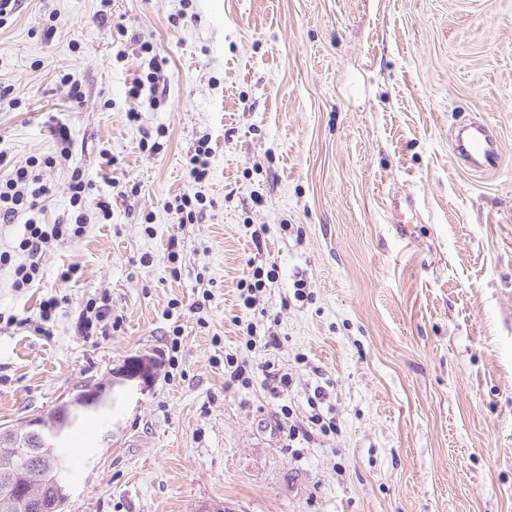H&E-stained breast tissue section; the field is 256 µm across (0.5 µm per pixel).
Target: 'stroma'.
Returning a JSON list of instances; mask_svg holds the SVG:
<instances>
[{"label": "stroma", "mask_w": 512, "mask_h": 512, "mask_svg": "<svg viewBox=\"0 0 512 512\" xmlns=\"http://www.w3.org/2000/svg\"><path fill=\"white\" fill-rule=\"evenodd\" d=\"M99 10L23 0L0 27V178L59 155L62 129L89 174L109 151L134 190L107 223L50 242L33 287L0 266V314L22 319L0 323V425L157 361L93 424L68 512H512V0ZM121 25L155 45L165 79L136 123ZM467 119L497 135V171L455 159ZM146 131L159 153L139 149ZM204 136L207 204L182 224L166 204ZM257 268L250 310L238 284ZM105 291L113 325L80 335ZM249 325L277 346L249 347ZM229 359L249 365L230 387ZM270 372L289 385L271 389ZM313 416L335 429L289 441Z\"/></svg>", "instance_id": "1"}]
</instances>
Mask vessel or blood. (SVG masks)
<instances>
[{
  "label": "vessel or blood",
  "mask_w": 512,
  "mask_h": 512,
  "mask_svg": "<svg viewBox=\"0 0 512 512\" xmlns=\"http://www.w3.org/2000/svg\"><path fill=\"white\" fill-rule=\"evenodd\" d=\"M452 148L463 167L471 173H491L502 161L500 143L483 121L471 120L458 126L452 136Z\"/></svg>",
  "instance_id": "vessel-or-blood-1"
}]
</instances>
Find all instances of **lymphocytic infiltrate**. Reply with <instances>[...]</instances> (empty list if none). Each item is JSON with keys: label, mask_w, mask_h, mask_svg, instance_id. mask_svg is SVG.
<instances>
[{"label": "lymphocytic infiltrate", "mask_w": 512, "mask_h": 512, "mask_svg": "<svg viewBox=\"0 0 512 512\" xmlns=\"http://www.w3.org/2000/svg\"><path fill=\"white\" fill-rule=\"evenodd\" d=\"M137 54L141 60V71L127 90V96L132 100L133 106L128 109L126 118L133 123L138 122L140 118L135 106L136 101L145 97L149 102H156L159 80V67L153 43L139 42ZM212 155L210 140L205 137L198 141L187 160L186 171L190 188L166 204L167 209L176 214L179 222L193 221L197 209L204 202L203 197L195 193L193 187L208 179ZM40 166L38 158H30L25 165L14 168L8 178L0 180V222L13 224L20 220L24 223V231L15 252H0V265L12 266L13 285L21 290L31 287L39 279L40 258L49 241L63 236L82 237L90 220H110V193L121 188L119 180L110 178L106 181L108 193L92 195L93 179L88 177L81 166L73 165L68 184L71 215L69 218L47 224L43 222L42 215L47 207L49 189L39 173ZM16 252L23 255V262L13 263L12 255Z\"/></svg>", "instance_id": "lymphocytic-infiltrate-1"}]
</instances>
